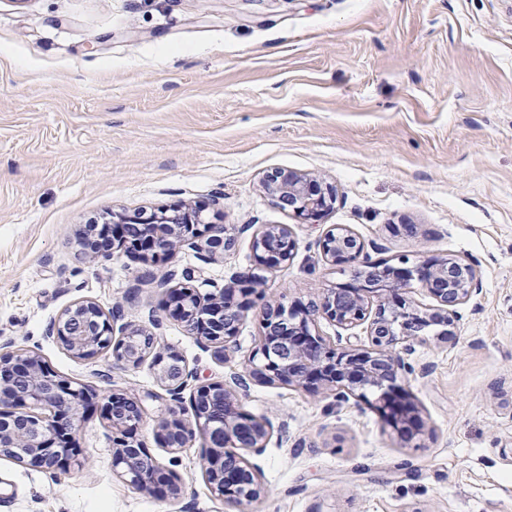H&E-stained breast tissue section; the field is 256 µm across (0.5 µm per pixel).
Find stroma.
<instances>
[{
  "label": "stroma",
  "instance_id": "35a3bbf8",
  "mask_svg": "<svg viewBox=\"0 0 512 512\" xmlns=\"http://www.w3.org/2000/svg\"><path fill=\"white\" fill-rule=\"evenodd\" d=\"M275 169L336 189L315 224L262 186ZM216 203L230 250L157 263L90 254L84 224ZM291 225L294 260L256 268L251 229ZM345 224L369 262L476 264L480 290L455 335L428 334L404 384L426 423L397 436L374 406L256 382L261 497L237 510L202 473L200 443L172 454L160 419L190 418L152 359L74 357L47 337L75 302L154 325L200 381L242 373L261 336L250 310L228 348L202 347L162 308L159 282L231 276L285 304L347 282L317 240ZM0 350H31L87 388L139 402L138 439L181 487L161 497L112 468V427H78L56 472L0 458V512H512V0H0Z\"/></svg>",
  "mask_w": 512,
  "mask_h": 512
}]
</instances>
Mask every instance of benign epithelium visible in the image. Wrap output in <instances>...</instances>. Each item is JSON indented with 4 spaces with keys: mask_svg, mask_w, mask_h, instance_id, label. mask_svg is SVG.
I'll use <instances>...</instances> for the list:
<instances>
[{
    "mask_svg": "<svg viewBox=\"0 0 512 512\" xmlns=\"http://www.w3.org/2000/svg\"><path fill=\"white\" fill-rule=\"evenodd\" d=\"M275 204L289 210L300 224H313L335 201L334 191L293 171L278 170L266 176ZM204 205L175 207L148 217L122 215L118 224L140 226L154 239V253L169 255L184 246L202 245L213 253L226 250L232 236L224 225L206 219ZM321 258L332 266L360 263L364 242L342 224L328 229L318 240ZM258 263L275 269L294 259L298 241L286 224H268L253 235ZM417 281L434 303L425 305L404 298L399 289ZM479 288L475 265L454 258L413 267L365 264L354 269L353 279L327 290L315 311L267 300L262 309L263 336L253 358L249 377L279 382L310 392L331 389L336 398H367L377 394L375 407L386 424L407 439L425 433L417 405L399 381L413 371L408 362L426 328L437 326L441 338H452L456 307L468 302ZM174 313L197 339L227 344L251 309L248 291L226 286L207 296L183 285L172 292ZM320 313L347 332L345 344L330 345L312 334L314 313ZM121 336H115V332ZM365 333L370 347L361 350L351 339ZM72 355L92 359L105 349L131 366L139 365L155 345L152 332L123 322L121 307L106 312L92 301L66 308L48 329ZM157 377L172 400L196 380V372L174 352L154 359ZM247 377V378H249ZM247 378L232 384H201L191 395L192 420L167 419L160 424L166 448L179 453L199 438L206 448L202 470L212 492L225 502L243 506L260 498V466L270 439L267 423L241 410ZM224 403V415H212L214 396ZM98 404V395L54 372L34 352L0 354V456L42 470H54L76 456L74 432L81 419ZM112 424L113 467L131 486L150 492L157 487L177 496L181 488L166 476L160 463L148 457L136 438L143 411L122 393L105 403Z\"/></svg>",
    "mask_w": 512,
    "mask_h": 512,
    "instance_id": "benign-epithelium-1",
    "label": "benign epithelium"
}]
</instances>
